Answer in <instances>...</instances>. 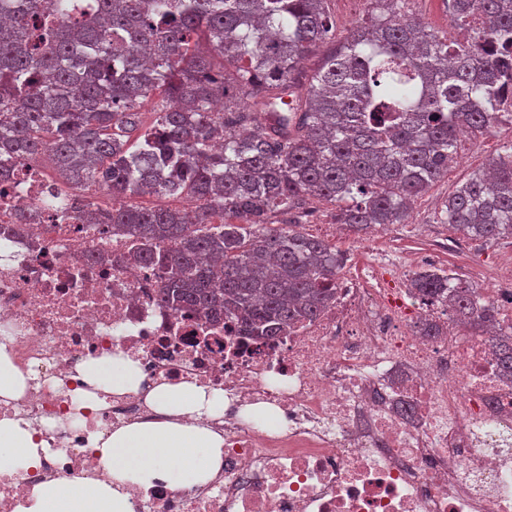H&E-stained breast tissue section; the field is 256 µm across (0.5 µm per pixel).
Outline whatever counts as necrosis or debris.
<instances>
[{"mask_svg":"<svg viewBox=\"0 0 512 512\" xmlns=\"http://www.w3.org/2000/svg\"><path fill=\"white\" fill-rule=\"evenodd\" d=\"M80 196L41 160L0 165V336L38 373L0 416L44 424L49 444L40 468L0 471V512L46 481L104 479L92 434L157 419L147 393L182 382L224 393L205 419L224 437V467L204 485L131 488L134 512H512V379L489 334L406 288L435 254L350 257L319 316L264 341L160 304V270L87 223ZM471 289L512 332V266ZM420 318L439 334L419 333ZM115 353L138 362L141 388L90 404L79 366ZM261 404L275 422L245 414Z\"/></svg>","mask_w":512,"mask_h":512,"instance_id":"obj_1","label":"necrosis or debris"}]
</instances>
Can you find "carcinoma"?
I'll return each instance as SVG.
<instances>
[{
    "mask_svg": "<svg viewBox=\"0 0 512 512\" xmlns=\"http://www.w3.org/2000/svg\"><path fill=\"white\" fill-rule=\"evenodd\" d=\"M330 2L95 0L84 12L0 0V149L49 153L89 194L92 222L170 246L143 256L165 271L160 302L276 336L336 294L340 251L297 230L306 199L339 205L358 230L407 223L459 135L491 133L512 84V0H452L466 41L405 18L410 0H370L368 21L338 41ZM160 89L147 124L139 109ZM152 195L193 209L126 204ZM443 222L466 238L512 236V144L448 197ZM413 285L492 327L493 310L448 273ZM493 345L512 377V335Z\"/></svg>",
    "mask_w": 512,
    "mask_h": 512,
    "instance_id": "cac0c4a2",
    "label": "carcinoma"
}]
</instances>
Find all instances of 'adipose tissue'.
<instances>
[{
  "mask_svg": "<svg viewBox=\"0 0 512 512\" xmlns=\"http://www.w3.org/2000/svg\"><path fill=\"white\" fill-rule=\"evenodd\" d=\"M96 390L138 392L142 375L123 354L92 358L80 367ZM160 421L122 426L92 437L97 466L109 481L69 489L55 482L36 485L19 512H134L129 486L149 490L156 481L178 489L207 483L224 465L223 437L198 422L224 408V394L196 384H162L148 395ZM49 446L22 419H0V469L37 467Z\"/></svg>",
  "mask_w": 512,
  "mask_h": 512,
  "instance_id": "obj_1",
  "label": "adipose tissue"
}]
</instances>
